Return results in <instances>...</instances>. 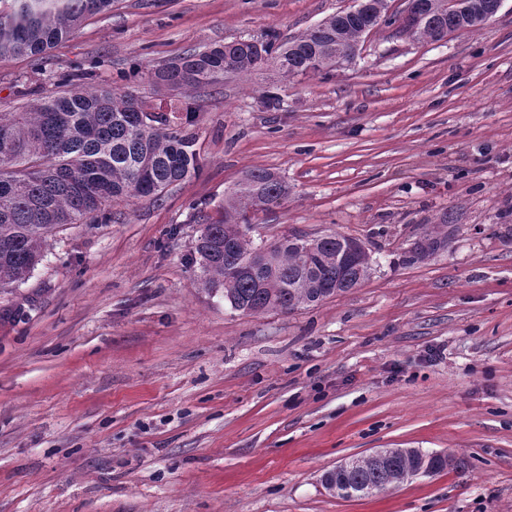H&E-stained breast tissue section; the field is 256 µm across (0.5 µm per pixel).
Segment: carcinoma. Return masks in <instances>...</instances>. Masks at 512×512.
I'll return each instance as SVG.
<instances>
[{
	"label": "carcinoma",
	"instance_id": "1",
	"mask_svg": "<svg viewBox=\"0 0 512 512\" xmlns=\"http://www.w3.org/2000/svg\"><path fill=\"white\" fill-rule=\"evenodd\" d=\"M116 0H0V59L39 56L74 34L91 17L112 11ZM417 39L441 36L485 23L494 0H466L462 12L448 0H423ZM352 16L340 10L296 38L278 42L273 34L241 38L191 50L148 75L158 89L194 94L224 84V77L274 65L289 78L309 77L338 66L343 53L354 60L364 38L381 25L384 0H361ZM20 112L0 113V288L32 274L51 240L66 226L107 216L109 204L133 198L160 199L162 193L201 169L195 139L178 122L181 108L165 112L127 87L66 88ZM288 185L266 168L250 170L224 194L219 217L202 225L195 241L198 278L224 292L231 309L245 315L290 313L347 292L367 280L371 255L342 262L348 237L333 233L311 240L294 235L271 243L260 263V246L249 236L255 216L281 206ZM448 457L415 449L350 470L330 469L328 482L355 498L398 484L396 475L444 470Z\"/></svg>",
	"mask_w": 512,
	"mask_h": 512
}]
</instances>
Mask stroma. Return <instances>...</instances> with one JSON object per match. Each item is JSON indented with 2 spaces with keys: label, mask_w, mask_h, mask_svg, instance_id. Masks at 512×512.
Masks as SVG:
<instances>
[{
  "label": "stroma",
  "mask_w": 512,
  "mask_h": 512,
  "mask_svg": "<svg viewBox=\"0 0 512 512\" xmlns=\"http://www.w3.org/2000/svg\"><path fill=\"white\" fill-rule=\"evenodd\" d=\"M351 0H117L45 54L0 61V112L52 77L125 87L194 48L286 42ZM280 99L268 107L267 95ZM198 176L74 224L0 291V512H512V0L478 31L371 33L352 64L200 91ZM256 167L290 187L250 235L361 239L373 271L244 315L194 242ZM448 243L402 262L438 223ZM380 448L447 470L368 498L321 483Z\"/></svg>",
  "instance_id": "1"
}]
</instances>
